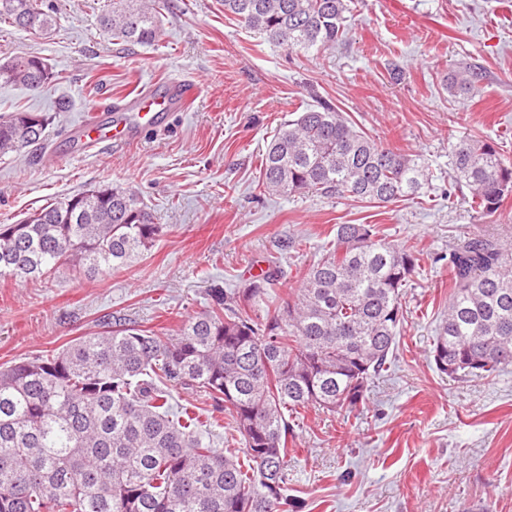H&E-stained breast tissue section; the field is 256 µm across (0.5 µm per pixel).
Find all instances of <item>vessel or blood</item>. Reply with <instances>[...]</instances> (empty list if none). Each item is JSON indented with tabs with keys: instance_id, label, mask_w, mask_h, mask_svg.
<instances>
[{
	"instance_id": "b4317fda",
	"label": "vessel or blood",
	"mask_w": 512,
	"mask_h": 512,
	"mask_svg": "<svg viewBox=\"0 0 512 512\" xmlns=\"http://www.w3.org/2000/svg\"><path fill=\"white\" fill-rule=\"evenodd\" d=\"M176 109L168 97L136 95L125 102L123 113L107 122L93 121L79 131L78 137L92 147L122 142L135 133L152 130Z\"/></svg>"
}]
</instances>
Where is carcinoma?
Segmentation results:
<instances>
[{"label":"carcinoma","instance_id":"carcinoma-1","mask_svg":"<svg viewBox=\"0 0 512 512\" xmlns=\"http://www.w3.org/2000/svg\"><path fill=\"white\" fill-rule=\"evenodd\" d=\"M224 15L289 50L347 40L351 0H221ZM164 0H112L101 26L115 41L150 45ZM0 23L31 34L56 24L37 0H0ZM481 79L447 78L467 94ZM42 57L0 63V82L47 88ZM18 109L0 116V157L46 141L51 116L21 139ZM453 180L470 206L496 213L512 195V163L494 142L459 140ZM269 195L311 192L378 203L417 197L429 184L420 154L384 146L330 104L306 107L280 126L262 155ZM60 199L15 224H0V276L42 277L71 264L87 276L127 266L163 232L140 195L120 184ZM417 252L374 224H338L333 243L277 301L264 272L212 304L174 336L109 327L62 351L0 370V512H294L288 498L286 414L350 412L389 364L404 320V288ZM452 292L433 340L437 369L488 377L512 365V245L476 235L448 258ZM198 389L232 417L238 444L219 450L193 411L165 386ZM248 458L244 469L240 455Z\"/></svg>","mask_w":512,"mask_h":512}]
</instances>
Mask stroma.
<instances>
[{
	"label": "stroma",
	"mask_w": 512,
	"mask_h": 512,
	"mask_svg": "<svg viewBox=\"0 0 512 512\" xmlns=\"http://www.w3.org/2000/svg\"><path fill=\"white\" fill-rule=\"evenodd\" d=\"M45 36L0 24V60L43 57L56 82L36 91L0 83V115L51 113L45 149L0 158V224L60 198L116 182L136 190L164 233L123 269L87 277L63 266L27 281L0 276V368L61 351L126 323L171 336L206 312L210 291L242 286L253 266L279 272L289 299L340 224H375L419 261L402 299L404 322L387 371L351 412L308 410L288 440V495L300 512H512V366L489 378L437 370L433 339L448 309L446 256L478 233L512 240V197L477 214L452 181L459 139L497 144L512 162V0H354L348 40L289 50L225 17L220 0H169L152 45L114 41L100 17L111 0H53ZM482 79L465 97L445 88L462 67ZM196 95L161 130L104 150L81 149L76 126L139 91L179 80ZM70 101L57 112L58 98ZM330 103L369 137L423 155L421 200L377 203L311 193L270 197L262 155L301 106ZM214 441L233 434L203 392L171 388Z\"/></svg>",
	"instance_id": "35a3bbf8"
}]
</instances>
